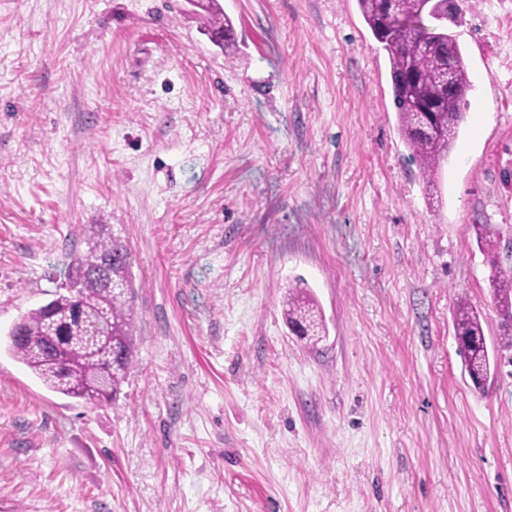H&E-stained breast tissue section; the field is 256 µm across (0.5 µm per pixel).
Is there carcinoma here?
<instances>
[{"label": "carcinoma", "instance_id": "1", "mask_svg": "<svg viewBox=\"0 0 512 512\" xmlns=\"http://www.w3.org/2000/svg\"><path fill=\"white\" fill-rule=\"evenodd\" d=\"M374 39L386 52L399 131L432 185L452 153L466 120L465 97L452 88L471 87L467 64L453 28L459 26V0H400L394 17L383 0H357ZM207 34L234 39L230 21L217 4L209 7ZM492 270L494 306L502 317V344L512 347V267L499 263L501 233L494 224H469ZM132 255L120 229L96 224L86 251L68 270L66 292L30 310L11 328L6 348L49 390L87 403L114 400L133 361L135 289ZM288 327L311 344L326 333L317 305L299 286L288 291ZM454 335L464 372L474 388L485 387L491 362L480 316L459 302L453 312Z\"/></svg>", "mask_w": 512, "mask_h": 512}]
</instances>
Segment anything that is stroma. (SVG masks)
<instances>
[{
  "label": "stroma",
  "mask_w": 512,
  "mask_h": 512,
  "mask_svg": "<svg viewBox=\"0 0 512 512\" xmlns=\"http://www.w3.org/2000/svg\"><path fill=\"white\" fill-rule=\"evenodd\" d=\"M0 0V339L93 225L133 257L116 402L0 346V512H512V348L467 225L512 239V0H462L471 87L426 185L356 0ZM315 298V345L284 319ZM215 1L212 0V6H209V18L204 24L205 34H223L224 42H230L234 39V30L228 19L223 16L221 9L218 7ZM284 314L291 328L310 344H317L326 333L324 321L317 305L299 286L289 287ZM453 322L464 372L475 389H484L491 374V362L480 316L468 304L459 302Z\"/></svg>",
  "instance_id": "35a3bbf8"
}]
</instances>
